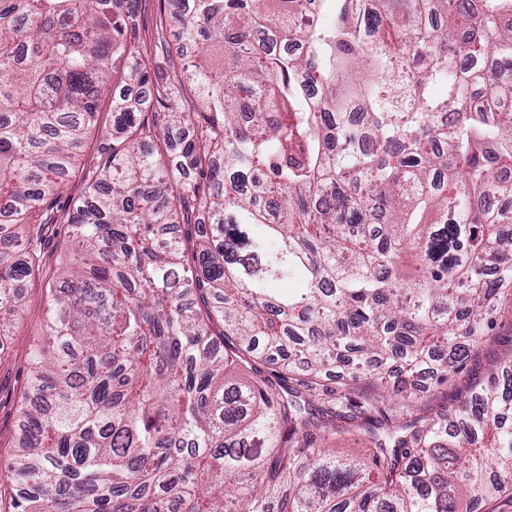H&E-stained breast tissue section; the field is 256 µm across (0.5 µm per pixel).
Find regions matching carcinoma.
Listing matches in <instances>:
<instances>
[{
  "label": "carcinoma",
  "mask_w": 512,
  "mask_h": 512,
  "mask_svg": "<svg viewBox=\"0 0 512 512\" xmlns=\"http://www.w3.org/2000/svg\"><path fill=\"white\" fill-rule=\"evenodd\" d=\"M170 2L191 108L137 0H0V336L110 64L136 88L67 218L13 512H509L512 355L451 412L417 391L512 310V0ZM169 0H139L135 16L129 20L134 27L129 41L133 50L140 54L148 65L151 84L159 89L166 86H176L180 89L182 97L191 105L196 103V90L192 83L186 79L183 70L185 61L173 53L163 56L159 50L160 43L167 41L174 43V29L169 26ZM327 448H334L342 454L362 455L366 453L363 441L357 435L339 432L329 436Z\"/></svg>",
  "instance_id": "1"
}]
</instances>
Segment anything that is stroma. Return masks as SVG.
I'll use <instances>...</instances> for the list:
<instances>
[{
  "label": "stroma",
  "mask_w": 512,
  "mask_h": 512,
  "mask_svg": "<svg viewBox=\"0 0 512 512\" xmlns=\"http://www.w3.org/2000/svg\"><path fill=\"white\" fill-rule=\"evenodd\" d=\"M169 12V0H138L129 40L134 51L147 63L152 84L159 88L178 87L182 97L192 104L196 101V90L186 78L183 60L173 54L163 55L159 49L160 43L173 39ZM123 87L121 79H114L109 93L99 100L97 122L87 131L76 166L55 201L60 215L74 211L83 198L88 174L95 171L107 155L109 142L103 131L112 125V97L122 92ZM71 248L67 225H51L42 246L40 270L24 282V309L9 335L0 338V460L8 459L21 436L19 405L28 387L31 354L43 338L50 287ZM494 334V340L483 342L479 361L469 365L457 380L442 386L438 402H445L457 389L484 377L492 362L512 352V314L500 318Z\"/></svg>",
  "instance_id": "1"
}]
</instances>
